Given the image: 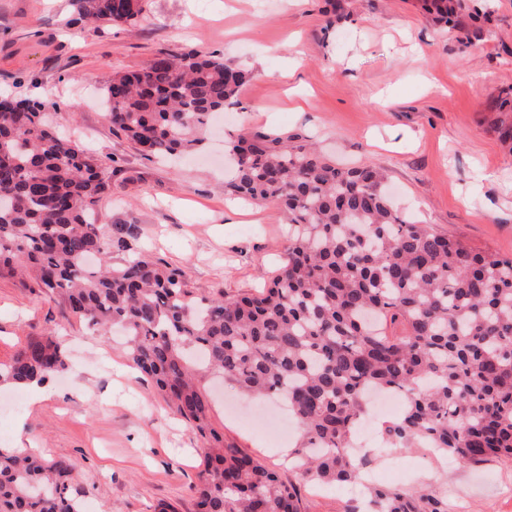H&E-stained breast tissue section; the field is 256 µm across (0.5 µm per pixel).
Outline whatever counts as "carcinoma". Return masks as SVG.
Instances as JSON below:
<instances>
[{
	"label": "carcinoma",
	"instance_id": "carcinoma-1",
	"mask_svg": "<svg viewBox=\"0 0 512 512\" xmlns=\"http://www.w3.org/2000/svg\"><path fill=\"white\" fill-rule=\"evenodd\" d=\"M74 5L73 24L131 25L145 11L143 0ZM423 7L452 21L448 0ZM249 80L216 55L157 56L105 79L112 130L147 157L191 155ZM45 109L0 99V277L20 274L73 317L125 330L134 368L207 449L196 512H300L307 484L360 481L365 460L349 448L372 389L403 403L381 425L388 448H435L466 466L512 455V258L411 220L374 164L338 166L301 134L255 130L228 143L224 192L287 213L284 261L256 294L200 296L130 230L95 223L110 176ZM66 359L48 331L0 363V384L43 383ZM199 372L288 406L300 428L291 477L224 441ZM74 476L70 460L0 448V512H84ZM364 512H448V499L370 485Z\"/></svg>",
	"mask_w": 512,
	"mask_h": 512
}]
</instances>
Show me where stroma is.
<instances>
[{"label":"stroma","mask_w":512,"mask_h":512,"mask_svg":"<svg viewBox=\"0 0 512 512\" xmlns=\"http://www.w3.org/2000/svg\"><path fill=\"white\" fill-rule=\"evenodd\" d=\"M458 23H438L421 0H145L134 26H68L72 0H0V96L45 100L64 137L81 142L112 179L97 224H134L135 244L185 268L209 295L254 293L279 267L288 219L273 203L224 194V139L249 128L301 133L337 162H370L388 176L397 206L476 250L512 256V143L496 124L512 112V0H456ZM214 53L249 70L242 105L204 134L200 152L176 163L143 157L114 134L100 98L115 70L138 71L159 55ZM56 330L70 358L30 404L0 415V444L68 458L84 512H194L191 487L203 445L117 334L72 318L60 302L0 277V362L29 338ZM232 384L214 383L211 422L226 442L287 473L285 412L260 423ZM376 484L438 487L448 512H512V457L448 468L423 449L379 468Z\"/></svg>","instance_id":"1"}]
</instances>
